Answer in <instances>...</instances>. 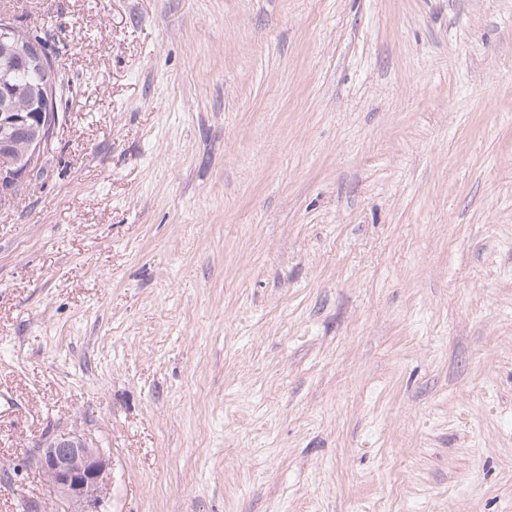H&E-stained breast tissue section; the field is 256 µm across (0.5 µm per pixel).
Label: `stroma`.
<instances>
[{"instance_id":"stroma-1","label":"stroma","mask_w":512,"mask_h":512,"mask_svg":"<svg viewBox=\"0 0 512 512\" xmlns=\"http://www.w3.org/2000/svg\"><path fill=\"white\" fill-rule=\"evenodd\" d=\"M67 114L0 198V512H512V0H0ZM37 465L65 512H101L111 488L109 460L92 438L78 431L45 435L37 443Z\"/></svg>"}]
</instances>
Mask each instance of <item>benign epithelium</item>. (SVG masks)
<instances>
[{"mask_svg":"<svg viewBox=\"0 0 512 512\" xmlns=\"http://www.w3.org/2000/svg\"><path fill=\"white\" fill-rule=\"evenodd\" d=\"M35 63L46 71L43 109L18 112L14 100L0 101V119L24 136L23 149L5 137L0 140V194L24 183L47 151L59 122L58 77L36 51ZM37 465L53 494L68 505L67 512H101L111 488L109 460L92 438L78 431L45 435L37 443Z\"/></svg>","mask_w":512,"mask_h":512,"instance_id":"7a95c632","label":"benign epithelium"}]
</instances>
